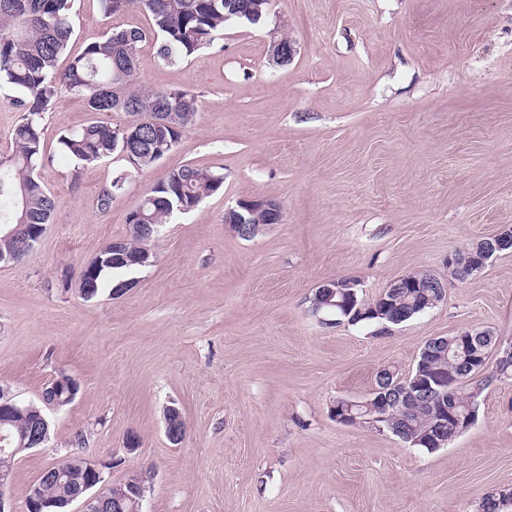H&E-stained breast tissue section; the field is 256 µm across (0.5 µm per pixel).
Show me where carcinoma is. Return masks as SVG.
Listing matches in <instances>:
<instances>
[{
  "instance_id": "obj_1",
  "label": "carcinoma",
  "mask_w": 512,
  "mask_h": 512,
  "mask_svg": "<svg viewBox=\"0 0 512 512\" xmlns=\"http://www.w3.org/2000/svg\"><path fill=\"white\" fill-rule=\"evenodd\" d=\"M70 0H0V86L14 89L21 118L12 131L13 151L0 159V254L14 250L16 241L4 237L6 224H49L55 200L42 188L36 171L49 161L42 140V120L53 99L62 89L86 101L97 113H141L146 119L159 112H185L196 115L194 94L184 90L147 92L138 88V44L145 33L137 29L112 30L73 57L58 70L59 58L72 36ZM271 0H101L103 15L120 13L124 7L142 8L151 18L156 35V58L173 64L208 47L215 34L230 20L256 24L269 11ZM59 152L77 165H90L123 150L122 134L112 126L94 121L58 139ZM125 178L120 176L105 185L97 196V205L108 209L119 196ZM224 175L210 167L183 165L160 179L139 199L143 224H165L177 212L188 213L203 199L216 193ZM475 249L458 252L456 277L465 280L477 272ZM131 270L123 264H101L97 269L93 295L104 289L120 287V276ZM437 289H385L392 300L390 309L409 320L433 308ZM496 339L487 331L472 329L448 337V347L434 348L428 364L416 363L413 375L424 377L430 366L452 369L458 381L455 409L465 413L477 408L482 381ZM392 423L405 435L420 436L434 431L427 408L414 406L391 413ZM78 470L66 475L51 473L40 478V497L48 502H63L73 494V479ZM512 493L489 495L480 503V512H503Z\"/></svg>"
}]
</instances>
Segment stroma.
Segmentation results:
<instances>
[{
	"instance_id": "35a3bbf8",
	"label": "stroma",
	"mask_w": 512,
	"mask_h": 512,
	"mask_svg": "<svg viewBox=\"0 0 512 512\" xmlns=\"http://www.w3.org/2000/svg\"><path fill=\"white\" fill-rule=\"evenodd\" d=\"M71 19L73 54L115 27L146 32L140 87L188 91L198 112L143 170L58 155L66 130L130 115H96L64 90L44 115L53 160L37 178L56 208L36 251L0 264V388L36 403L67 375L80 391L48 410V442L15 457L0 489L10 512L73 454L109 485L145 474L142 512H478L512 490V378L489 382L476 422L434 451L331 414L336 399L369 398L380 369L407 375L431 338L512 339V250L464 281L447 266L512 228V0H272L262 23L226 22L172 65L142 10L107 18L100 0H72ZM283 37L295 53L280 67L269 46ZM186 164L223 173L222 188L159 227L132 288L85 300L86 264ZM252 199L283 218L244 238L224 213ZM419 271L446 280V296L389 333L313 310L326 282L355 279L371 302ZM169 406L186 424L177 444Z\"/></svg>"
}]
</instances>
